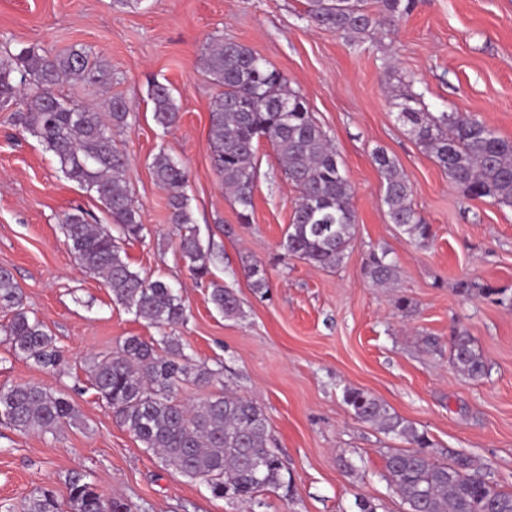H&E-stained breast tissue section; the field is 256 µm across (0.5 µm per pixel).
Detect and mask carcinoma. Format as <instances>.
<instances>
[{"label":"carcinoma","mask_w":512,"mask_h":512,"mask_svg":"<svg viewBox=\"0 0 512 512\" xmlns=\"http://www.w3.org/2000/svg\"><path fill=\"white\" fill-rule=\"evenodd\" d=\"M413 7L414 0H307V15L316 26L358 47L391 29ZM202 64L222 87L211 104L209 145L239 222L250 223L255 150L265 138L298 192L283 250L317 267L340 266L355 238L352 187L305 98L266 59L231 39L207 44ZM69 79L108 84L112 70L82 48L52 54L34 46L17 52L0 47V108L12 109L13 124L52 154L64 178L96 194L120 236L138 239L144 224L127 185V158L112 138L113 130L128 125L129 108L119 98L111 99L105 112L66 100L56 88ZM148 97L155 123L164 130L176 126L179 112L171 88L156 82ZM391 107L462 197L487 198L512 208V139L475 117L435 115L422 95L410 90L393 94ZM372 161L390 222L416 240L428 239L430 225L412 205L411 186L397 161L380 148L373 151ZM152 171L168 192L170 222L182 231L181 258L197 280L208 282L218 311L227 317L240 314L232 289L211 279L210 252L191 228L195 219L183 192L185 168L161 152ZM62 230L81 267L103 278L114 302L157 326L184 319V306L171 285L131 270L110 228L77 206L65 215ZM365 274L373 284L384 285L395 268L374 255ZM0 308L11 312L0 331L15 355L43 368L57 366L61 354L55 338L42 321L28 315L19 285L3 268ZM449 342L453 366L473 380L482 378L485 362L473 337L455 329ZM89 373L98 397L120 424L143 448L160 453L174 474L206 482L216 497L249 505L260 492L284 487L282 462L268 446L267 419L259 406L223 390L193 405L177 400L175 391L183 381L193 377L207 383L213 372L193 364L173 337L147 341L128 336L112 352L90 358ZM343 400L355 418L408 444L389 449L385 457L386 480L404 512H512V492L490 480L472 457H438L424 433L367 391L347 389ZM77 419L63 394L39 383L0 387V422L19 431L54 433L62 423ZM67 484L66 502L43 489L28 498L24 512H130L122 499L103 501L80 472L71 473Z\"/></svg>","instance_id":"cac0c4a2"}]
</instances>
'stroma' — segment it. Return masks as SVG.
Here are the masks:
<instances>
[{
	"mask_svg": "<svg viewBox=\"0 0 512 512\" xmlns=\"http://www.w3.org/2000/svg\"><path fill=\"white\" fill-rule=\"evenodd\" d=\"M306 0H0V44L56 53L83 48L109 61L103 86L66 82L78 102L121 97L127 128L113 138L128 158L127 179L145 235L122 241V255L147 279L163 278L181 298L183 323L157 327L115 304L102 279L85 273L60 225L96 196L65 180L50 153L0 112V268L12 272L29 316L40 319L64 359L54 369L15 357L0 338V387L33 381L63 393L79 413L56 434L21 433L0 424V501L21 506L40 489L68 496L79 471L103 499L132 512H403L384 478L388 449L401 439L353 417L346 389L368 391L414 423L436 454L476 457L512 492V208L467 200L433 158L407 135L390 105L391 67L412 82L432 112L477 117L512 139V0H415L387 35L354 49L315 27ZM215 39L237 41L272 63L299 91L335 144L352 186L356 234L343 263L322 269L281 247L298 197L269 141L256 151L258 177L249 223L217 176L209 148L211 102L219 91L200 63ZM173 89L180 119L162 130L148 89ZM395 157L412 203L431 226L427 241L390 224L381 201L375 149ZM166 152L188 171L185 193L195 228L212 253L211 271L234 289L242 312L224 317L192 276L169 222L167 193L151 163ZM386 253L395 278L385 288L364 274L370 253ZM260 265L268 285L252 288L245 269ZM495 288L496 304L459 293L460 281ZM469 331L487 374L472 380L449 359L452 327ZM129 336L180 340L194 364L215 370L209 385L180 384L175 396L197 403L220 388L252 399L289 488L260 493L261 507L212 495L144 451L92 388L87 360Z\"/></svg>",
	"mask_w": 512,
	"mask_h": 512,
	"instance_id": "obj_1",
	"label": "stroma"
}]
</instances>
